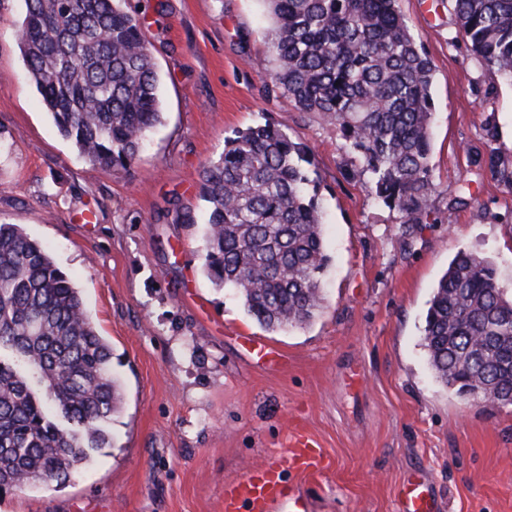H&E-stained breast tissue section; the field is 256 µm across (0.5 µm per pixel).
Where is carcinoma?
<instances>
[{
	"label": "carcinoma",
	"mask_w": 512,
	"mask_h": 512,
	"mask_svg": "<svg viewBox=\"0 0 512 512\" xmlns=\"http://www.w3.org/2000/svg\"><path fill=\"white\" fill-rule=\"evenodd\" d=\"M15 30L29 78L58 133L101 167L133 166L161 124L160 78L125 0H24ZM462 37L512 83V0H452ZM271 83L297 110L336 127L398 212L403 240L428 218L433 65L398 0H267ZM308 145L267 122L224 139L203 169L204 271L233 288L267 331L310 322L328 257ZM422 346L436 379L463 369L494 396L512 393V291L491 262L461 251L439 279ZM0 492L61 485L109 446L122 393L112 350L81 291L19 224H0Z\"/></svg>",
	"instance_id": "carcinoma-1"
}]
</instances>
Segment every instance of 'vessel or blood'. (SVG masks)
<instances>
[{
	"label": "vessel or blood",
	"instance_id": "b4317fda",
	"mask_svg": "<svg viewBox=\"0 0 512 512\" xmlns=\"http://www.w3.org/2000/svg\"><path fill=\"white\" fill-rule=\"evenodd\" d=\"M323 457L318 444L296 433L286 455L267 458L224 491V512H298L303 499L288 472L319 474Z\"/></svg>",
	"mask_w": 512,
	"mask_h": 512
}]
</instances>
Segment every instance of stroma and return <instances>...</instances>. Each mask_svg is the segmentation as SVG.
<instances>
[{"label":"stroma","instance_id":"stroma-1","mask_svg":"<svg viewBox=\"0 0 512 512\" xmlns=\"http://www.w3.org/2000/svg\"><path fill=\"white\" fill-rule=\"evenodd\" d=\"M127 5L145 18L163 121L124 171L57 132L14 36L25 2L0 0V223L22 225L80 288L123 393L110 447L64 487L1 493L0 512H224L225 487L285 454L297 427L328 461L319 482L296 480L307 512H403L415 487L434 512H512V405L446 388L422 346L457 252L512 289V188L484 163L492 146L512 170V84L460 40L450 0H399L434 65L437 189L408 246L335 127L267 85L262 0ZM268 121L313 153L329 257L322 311L285 333L202 269L203 168ZM187 211L193 223L177 222Z\"/></svg>","mask_w":512,"mask_h":512}]
</instances>
